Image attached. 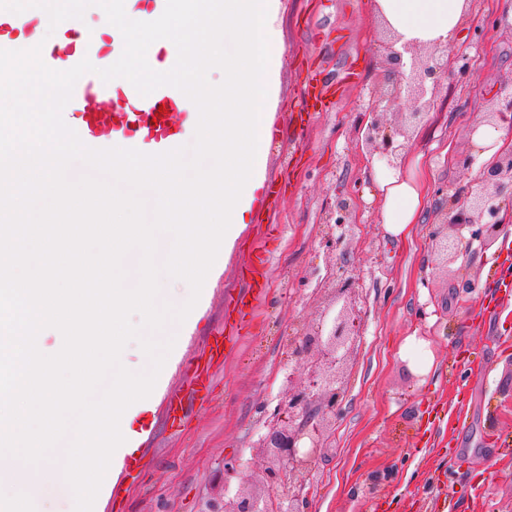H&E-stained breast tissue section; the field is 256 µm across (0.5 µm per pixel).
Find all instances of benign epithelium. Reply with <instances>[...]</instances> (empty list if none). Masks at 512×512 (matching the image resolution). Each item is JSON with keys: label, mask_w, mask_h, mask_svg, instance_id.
Masks as SVG:
<instances>
[{"label": "benign epithelium", "mask_w": 512, "mask_h": 512, "mask_svg": "<svg viewBox=\"0 0 512 512\" xmlns=\"http://www.w3.org/2000/svg\"><path fill=\"white\" fill-rule=\"evenodd\" d=\"M385 80L371 92L358 132L361 139L390 168L400 164L410 133L434 107L442 79L448 74V52L436 47L421 53L419 45L401 41L393 33L380 45ZM504 112H512V95L485 106L477 126L490 125ZM397 115V124L388 115ZM512 197V153L498 152L483 169L482 188L476 193L453 195L440 209L431 235L436 265L446 267L460 253L461 238L449 230L474 228L472 238L487 245V235L498 224L499 199ZM329 219L335 226L350 224V204L339 198ZM323 309L318 322L295 342L286 376L288 393L265 421L257 441L267 459L264 490H243L248 462L241 458L224 462V495L202 502L200 512H302L307 501L305 473L331 429L341 401L346 372L358 341L360 310L356 290L348 279L319 289ZM306 380L294 383L296 367Z\"/></svg>", "instance_id": "7a95c632"}]
</instances>
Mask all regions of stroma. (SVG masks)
Masks as SVG:
<instances>
[{"instance_id": "obj_1", "label": "stroma", "mask_w": 512, "mask_h": 512, "mask_svg": "<svg viewBox=\"0 0 512 512\" xmlns=\"http://www.w3.org/2000/svg\"><path fill=\"white\" fill-rule=\"evenodd\" d=\"M271 16L282 51L268 95L264 174L286 190L267 216L248 215L223 278L182 338L165 388L192 397L191 422L172 427L157 395L139 445L141 468L124 475L123 499L100 498L99 512H199L202 500L223 494L224 463L238 456L249 462L246 489H261L262 405L284 388L296 330L320 315L312 290L339 273L359 294V340L329 446L308 476L304 512H512V314L477 319L512 229L502 228L486 249L463 229L461 253L444 270L429 247L442 192L481 184V162H458L475 151L477 118L490 100L512 95V0H476L448 50L441 94L410 145L428 163L429 200L403 241L382 226L371 196L381 162L357 124L383 78L378 45L388 25L375 0H277ZM349 66L358 80L335 93L332 111L303 104L312 73ZM340 196L351 199L356 221L338 228L342 242L329 255L321 242ZM263 222L273 226L264 237L269 297L209 393L191 395L187 369L208 361L211 334L247 277L244 258ZM464 280L472 292L462 293Z\"/></svg>"}]
</instances>
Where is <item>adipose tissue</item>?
I'll return each mask as SVG.
<instances>
[{"mask_svg": "<svg viewBox=\"0 0 512 512\" xmlns=\"http://www.w3.org/2000/svg\"><path fill=\"white\" fill-rule=\"evenodd\" d=\"M377 10L403 40L443 47L453 42L470 16L469 0H376ZM382 223L392 237H407L426 197L422 155L405 153L397 171L379 176Z\"/></svg>", "mask_w": 512, "mask_h": 512, "instance_id": "obj_1", "label": "adipose tissue"}]
</instances>
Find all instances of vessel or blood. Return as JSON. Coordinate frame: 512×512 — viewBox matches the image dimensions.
Wrapping results in <instances>:
<instances>
[{"label":"vessel or blood","mask_w":512,"mask_h":512,"mask_svg":"<svg viewBox=\"0 0 512 512\" xmlns=\"http://www.w3.org/2000/svg\"><path fill=\"white\" fill-rule=\"evenodd\" d=\"M42 24L39 13L13 14L0 11V48L20 49L25 40L34 39ZM122 41L111 37H84L71 21H63L56 41L43 50L44 63L55 70H67L82 59L93 65L110 59H119ZM166 107V115H159V107ZM65 123L76 131L88 147L105 149L115 146L135 148L148 154L169 151L182 132L185 123L198 119L197 113L186 106V97L178 89L162 86L149 95H140L125 79L103 82L89 73L76 83L73 96L63 110ZM269 257L263 250H255L250 268L249 286L238 295L234 311L225 315L224 325L216 330L209 344L210 363L190 369L193 393L208 392L215 379L214 365L225 357L247 326L246 316L255 301L267 293ZM502 277L493 293L480 306L483 318L501 316L512 303V245L504 246L498 258Z\"/></svg>","instance_id":"1"}]
</instances>
